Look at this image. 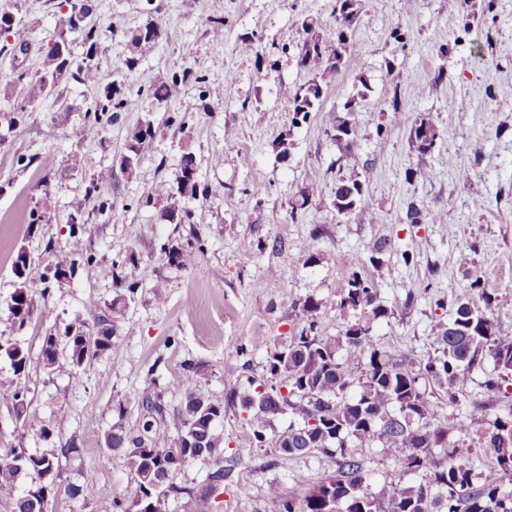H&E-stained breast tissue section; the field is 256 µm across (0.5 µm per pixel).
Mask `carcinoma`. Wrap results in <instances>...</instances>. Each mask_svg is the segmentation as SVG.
<instances>
[{
    "label": "carcinoma",
    "mask_w": 512,
    "mask_h": 512,
    "mask_svg": "<svg viewBox=\"0 0 512 512\" xmlns=\"http://www.w3.org/2000/svg\"><path fill=\"white\" fill-rule=\"evenodd\" d=\"M359 2L336 0L337 14L344 22H352L359 13ZM25 11L26 0H0V31L12 30V20ZM303 30L306 38L297 65L314 78L300 86L285 105L293 123L307 120L316 110L324 94L323 80L347 62L345 31H339L336 46L329 48L319 39L314 19L304 21ZM78 33L84 45L81 57H75L70 48L71 31L59 28L47 51L43 73L17 75V83L23 85V100L10 108L13 117L9 124L16 122L25 105L54 94L66 79L96 90L93 106L86 109L90 124L72 132L78 142L88 131L103 130L117 119L116 113L137 107V99L116 98L113 83L103 81L95 64L100 29L88 24ZM160 38L161 30L152 22L132 29L127 35V65L132 67L150 54ZM185 78L184 74L169 78L146 75L144 84L155 101L163 102ZM368 92V85L362 84L357 98L345 104L346 116L338 118L331 135L338 147L348 150L354 145L349 116L355 112L357 99H366ZM397 117L410 124L409 139L419 152L433 148L437 130L430 119L422 115L410 119L400 112ZM151 126L153 121L148 118L129 131L127 153L120 160L122 168L138 165ZM194 170V156L186 152L175 181L159 186L158 192L169 201L165 218L171 224L190 223L191 214L184 201L209 194V190L200 188ZM361 202L362 183L356 178L340 180L332 199L337 213H350ZM387 248L384 240L372 246L368 261L377 272L390 271L382 258ZM162 250L170 263L186 268L194 263L199 248L189 241H171ZM24 253L19 250L12 265L16 286L8 303L11 319L19 330L28 323L33 309ZM338 265L343 287L336 312L343 320V330L336 336L322 333L321 300L308 296L295 302L296 322L289 335L273 345L265 338H254L242 349L244 354L266 349L263 379L248 380L250 391L241 397L234 392L227 396V403L238 401L248 413L242 447H272L280 454L286 449L290 456L312 452L333 463V471L301 500L285 494L277 485L269 486L266 512H512V489L508 487L512 482V325L494 318L493 299L477 279L470 285V293L455 298L449 320L433 321L435 355L423 360L394 358L379 349L370 336L373 322L390 315L378 298L374 280L349 256L340 257ZM71 269L72 264L63 256L46 265L43 280L61 286L68 281L66 271ZM476 291L483 302L481 307L472 297ZM113 332V325L104 321L88 331L70 323L62 336L50 332L41 347L43 365L50 369L57 363L58 345L69 348L70 359L77 367L108 355L114 346ZM2 356L9 360L13 378L0 382V403L19 418L28 406L26 370L30 351L18 340H7L0 343ZM487 357L493 361V371L484 382L489 402L505 399L511 410L506 416L490 420L481 446L471 445L464 453L469 424L451 414L444 422L432 425L433 400L459 406L467 376ZM179 392L178 439L184 444L180 454H170L155 439L166 413L158 393L142 397L144 414L132 427L119 426L106 436L108 449L127 457L136 483L134 496L112 494L92 472L84 473L80 484H63L61 460L68 461L78 452L72 443L35 453L10 448L0 457V480L7 483L22 472L32 475L29 489L16 501L17 512H42L40 505L45 496H55L63 485L72 499L112 498L114 512H139V496L145 490L152 493V512H167L171 500L183 503V512H210V494L224 484L227 466L237 464L239 457L224 458V404L202 396L190 375L182 378ZM287 412L298 416L299 422L280 432L272 429L271 418ZM373 447L382 449L419 480L405 488H385L378 495L368 493L370 474L357 449ZM477 453L493 462L499 478H479L472 462ZM203 458L209 459L206 490L197 492L174 481L185 464Z\"/></svg>",
    "instance_id": "1"
}]
</instances>
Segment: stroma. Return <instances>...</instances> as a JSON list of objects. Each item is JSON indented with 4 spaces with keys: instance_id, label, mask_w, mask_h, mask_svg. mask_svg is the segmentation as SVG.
Returning <instances> with one entry per match:
<instances>
[{
    "instance_id": "obj_1",
    "label": "stroma",
    "mask_w": 512,
    "mask_h": 512,
    "mask_svg": "<svg viewBox=\"0 0 512 512\" xmlns=\"http://www.w3.org/2000/svg\"><path fill=\"white\" fill-rule=\"evenodd\" d=\"M25 35L0 33V89L20 103L12 79L36 72L68 0H27ZM224 22L214 38L213 19ZM320 21L322 41H336V0H94L92 22L102 32L96 59L105 80L121 95H138L142 74L191 78L159 103L138 96L139 107L120 113L102 134L73 143L83 125L91 90L62 82L57 96L27 106L15 126L0 113V339L19 340L31 350L30 388L23 417L0 405V450L43 451L48 443H74L77 454L65 473L77 483L94 472L113 493L135 489L127 458L107 450L114 425L131 426L145 394L160 392L168 411L160 441L177 436L176 390L185 365H193L200 392L224 401L244 391L248 377L262 378L264 352L241 356L255 337L289 333L294 301H326L321 328L333 336L340 322L333 304L343 286L338 256L368 267L374 243L387 241L383 258L392 273L377 283L389 319L374 323L377 346L399 358L434 354L433 320L448 319L457 295L480 280L493 298L495 317L512 323V0H468L465 12L448 0H362L349 35V61L329 76L324 97L309 121L292 126L284 104L310 75L295 60L304 20ZM160 27L155 51L128 68L126 35L145 20ZM262 40V55L242 53L245 40ZM370 92L354 114L351 152L331 139L344 104L361 85ZM429 117L438 138L426 153L409 141V128L395 111ZM155 135L134 170L122 169L128 131L144 116ZM287 140L281 160L273 145ZM196 157L197 179L207 197L190 201V224L163 216L165 199L155 188L173 182L184 151ZM94 158L108 179L92 183L82 157ZM320 177L309 180L311 171ZM362 177L360 206L347 214L331 205L339 180ZM95 186L86 195L87 186ZM306 194L304 209L288 201ZM105 211H98L99 202ZM419 213L410 223L409 209ZM42 222L32 223L31 212ZM196 231L202 250L186 268L172 265L164 243ZM87 249L75 255L76 272L64 286H45L44 266L64 253L72 232ZM313 242L312 252L303 243ZM265 243L258 251L257 243ZM134 262L119 261V248ZM26 249L33 313L24 329L14 327L7 301L14 290L11 263ZM414 258L403 262L404 250ZM94 263H87V254ZM164 286L165 304L153 290ZM126 298L122 313L113 300ZM115 325L111 354L74 367L63 355L45 369L40 350L49 330L73 321ZM482 372H474L456 408L439 402L437 420L456 413L478 438L489 417ZM240 408L224 414V454L240 461L211 497L212 512H265L269 485L303 497L333 466L317 454L274 461L269 448H244ZM371 474L368 489L388 482L409 486L413 476L378 448L360 451Z\"/></svg>"
}]
</instances>
